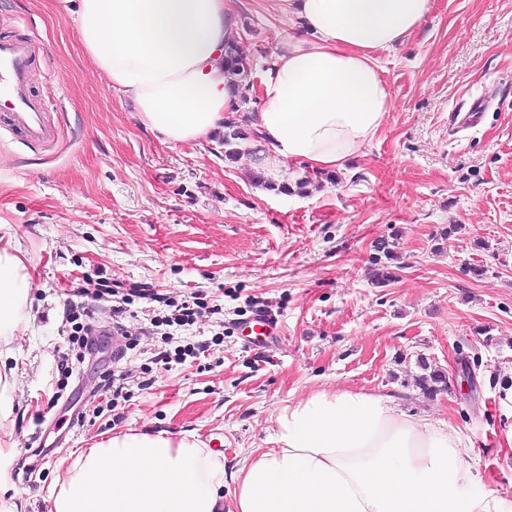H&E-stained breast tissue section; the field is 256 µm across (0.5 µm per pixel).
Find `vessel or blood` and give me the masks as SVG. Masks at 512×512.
Instances as JSON below:
<instances>
[{"label": "vessel or blood", "instance_id": "obj_1", "mask_svg": "<svg viewBox=\"0 0 512 512\" xmlns=\"http://www.w3.org/2000/svg\"><path fill=\"white\" fill-rule=\"evenodd\" d=\"M40 50L35 35L0 38V125L35 143L53 141L56 128L30 91L29 62Z\"/></svg>", "mask_w": 512, "mask_h": 512}]
</instances>
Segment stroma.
<instances>
[{"mask_svg":"<svg viewBox=\"0 0 512 512\" xmlns=\"http://www.w3.org/2000/svg\"><path fill=\"white\" fill-rule=\"evenodd\" d=\"M237 39L258 66L293 25L271 0H230ZM29 25L43 49L31 90L60 128L36 144L0 130V250L30 288L0 339V512H54L69 454L130 430L221 442L226 469L273 445L272 418L320 389L390 394L397 410L460 435L478 486L512 498V0H432L415 34L381 53L393 106L336 180L306 193L259 190L250 156L224 160L222 137L161 143L108 88L51 0H0V36ZM484 107L468 129L449 112ZM457 233H450V226ZM398 230L397 280L372 285V242ZM138 283L208 309L190 326H154L170 306L135 300L120 361L86 355L50 404L68 351L71 279ZM278 317L256 335L254 311ZM205 346L191 358L185 346ZM167 364L156 363L159 352ZM446 390L423 394V365ZM469 367L472 389L460 386ZM126 371L127 396L101 403V374ZM101 406L83 427L72 412ZM53 444L34 485L14 473L38 439Z\"/></svg>","mask_w":512,"mask_h":512,"instance_id":"1","label":"stroma"}]
</instances>
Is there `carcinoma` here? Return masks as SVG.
<instances>
[{
  "label": "carcinoma",
  "mask_w": 512,
  "mask_h": 512,
  "mask_svg": "<svg viewBox=\"0 0 512 512\" xmlns=\"http://www.w3.org/2000/svg\"><path fill=\"white\" fill-rule=\"evenodd\" d=\"M224 64L227 72L234 76L242 88L239 111L241 114L228 116L224 120V160L234 162L243 153L257 156L259 149H251L248 144L257 141L258 134L248 128L243 112L249 111L247 105L252 101L254 83L251 81L252 60L240 52L238 42L233 40L225 49ZM399 232L394 231L372 243L373 254L370 259L369 279L378 287H385L398 278L392 269L391 261L396 259L395 247ZM421 389L426 394H433L447 386L446 377L433 371L419 379Z\"/></svg>",
  "instance_id": "cac0c4a2"
}]
</instances>
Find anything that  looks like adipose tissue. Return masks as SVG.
<instances>
[{
  "instance_id": "obj_1",
  "label": "adipose tissue",
  "mask_w": 512,
  "mask_h": 512,
  "mask_svg": "<svg viewBox=\"0 0 512 512\" xmlns=\"http://www.w3.org/2000/svg\"><path fill=\"white\" fill-rule=\"evenodd\" d=\"M139 122L169 145L223 132L240 91L224 71L236 33L226 0H54ZM295 22L260 82L248 125L265 179L289 163L342 169L392 108L377 55L406 42L431 0H277ZM28 293L19 260L0 251V335ZM274 446L234 472L192 436L130 431L79 449L55 480V512H512L476 488L451 427L397 411L386 393L321 389L273 419Z\"/></svg>"
}]
</instances>
